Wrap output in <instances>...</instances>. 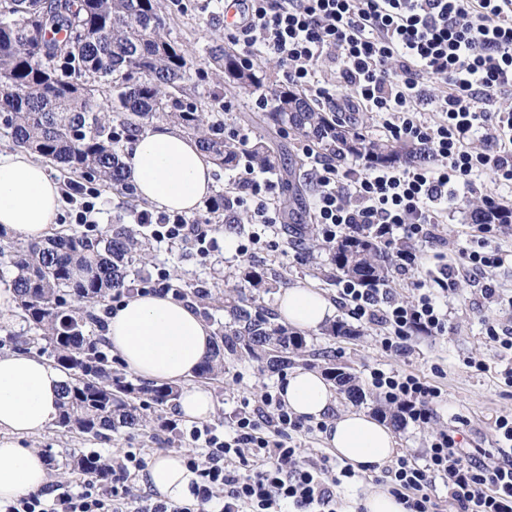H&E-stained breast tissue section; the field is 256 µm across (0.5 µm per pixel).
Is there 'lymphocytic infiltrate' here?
<instances>
[{"instance_id": "f902f5d3", "label": "lymphocytic infiltrate", "mask_w": 512, "mask_h": 512, "mask_svg": "<svg viewBox=\"0 0 512 512\" xmlns=\"http://www.w3.org/2000/svg\"><path fill=\"white\" fill-rule=\"evenodd\" d=\"M234 2L240 7L234 40L242 60L273 56L288 85L319 101L332 94L318 72L324 63L336 64L338 85L377 120L386 138L429 148L427 164L363 162L344 169L320 160L314 222L325 244L367 236L392 248L395 270L424 269L409 302L388 299L376 284L340 282L339 303L357 322L384 327V349L401 348L416 330L444 334L448 312L438 299L454 294L458 272L484 276L512 267V252L495 244V224L478 225L470 246L458 248L455 258L440 250L448 203L459 191L481 192L489 211L512 213V200L497 191L512 186V0ZM238 187L234 203L251 223L277 222L273 181H258L248 162ZM137 221L151 226L159 240L211 242L210 225L179 214L143 213ZM485 335L508 355L493 366L482 360L471 366L495 371L511 387L512 327L492 320ZM369 381L403 421L420 425L434 418L442 391L425 378L375 368ZM304 428L270 393L253 411L240 413L230 433L193 428L207 463H188L199 476L191 505L127 485L130 471L146 466L140 453L128 450L112 460L111 492L88 480L80 491L49 499L31 493L0 512H338L336 489L355 472L302 461L290 439ZM493 432L494 448H466L458 430L437 428L423 461L406 452L386 468L390 493L406 512H438L434 490L441 483L457 512H512V413L497 416Z\"/></svg>"}]
</instances>
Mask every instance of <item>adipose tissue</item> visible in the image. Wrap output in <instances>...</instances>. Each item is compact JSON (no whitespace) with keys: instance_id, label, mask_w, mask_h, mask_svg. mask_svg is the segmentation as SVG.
Returning <instances> with one entry per match:
<instances>
[{"instance_id":"adipose-tissue-1","label":"adipose tissue","mask_w":512,"mask_h":512,"mask_svg":"<svg viewBox=\"0 0 512 512\" xmlns=\"http://www.w3.org/2000/svg\"><path fill=\"white\" fill-rule=\"evenodd\" d=\"M120 162L137 196L164 212L192 215L213 189L214 165L197 140L166 124L137 136ZM61 205L60 185L44 163L22 151L0 150L1 227L29 241L44 240L58 226ZM276 311L291 327L316 330L335 308L315 289L293 286L277 294ZM104 337L134 375L181 386L183 417L201 420L213 413L210 392L188 383L212 348V330L190 304L168 294L136 293L114 308ZM65 380L39 356L0 355V505L48 483L44 457L23 441L56 420ZM280 397L294 416L325 422V445L353 468H381L396 451L389 426L363 411L337 412L334 387L319 371L293 369ZM145 479L160 498L187 502L197 475L179 454L169 453L150 462Z\"/></svg>"}]
</instances>
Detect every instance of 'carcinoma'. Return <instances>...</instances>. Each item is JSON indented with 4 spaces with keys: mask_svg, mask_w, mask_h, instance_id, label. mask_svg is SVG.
Returning <instances> with one entry per match:
<instances>
[{
    "mask_svg": "<svg viewBox=\"0 0 512 512\" xmlns=\"http://www.w3.org/2000/svg\"><path fill=\"white\" fill-rule=\"evenodd\" d=\"M84 36L73 39V30ZM217 84L229 80L243 89L260 83L254 64L233 50H211ZM185 51L168 40L159 0H0V116L13 143L105 188L124 185L113 137L123 131L132 140L154 119L179 126L196 139L215 164L231 167L240 157L237 141L224 127L207 124L203 113L176 95L189 69ZM115 89V114L100 111L96 87ZM269 117L324 149L369 163H395L427 156L389 139L363 138L321 112L298 93L273 89ZM120 120L119 128L112 118ZM259 169L274 166L260 142L251 146ZM475 221L512 224V215L469 203ZM145 243L134 228L114 224L104 238L58 233L45 242L22 246L0 242V260L14 268L8 287L15 292L23 318L41 331L54 362L69 380L62 390L55 425L67 432L105 437L119 428L137 429L146 410L178 397L168 384H135L112 367L102 338L89 334L96 317L88 307L131 290L127 265L142 256ZM330 263L354 280L386 281L389 254L372 241L346 240L333 248ZM230 320L219 327L211 354L196 371L200 378L224 369V354L267 358L271 368L288 365L305 351V337L290 333L256 297L228 293ZM347 396L364 400L347 373L336 375ZM94 450L69 455L64 468L99 482L109 468L99 466Z\"/></svg>",
    "mask_w": 512,
    "mask_h": 512,
    "instance_id": "carcinoma-1",
    "label": "carcinoma"
}]
</instances>
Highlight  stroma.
Instances as JSON below:
<instances>
[{
  "mask_svg": "<svg viewBox=\"0 0 512 512\" xmlns=\"http://www.w3.org/2000/svg\"><path fill=\"white\" fill-rule=\"evenodd\" d=\"M162 12L169 40L192 58L191 69L181 83V98L195 103L209 121L223 124L225 132L239 130L253 139L265 138L276 161L269 176L279 187L281 216L277 225L266 229L245 221L234 223L229 212L214 213L200 208L195 214L196 220L217 227V247L207 256L200 255L193 241L167 245L153 239L150 227H141L148 259L130 264V279L139 283L163 268L168 271L170 285L174 288L204 286L220 295L236 287L249 296L253 289L244 275L249 265L255 264L289 285L314 288L329 299H336L340 277L332 272L329 251L318 246L305 250L308 236L304 231L287 234L282 230L292 212L303 226L312 221L316 193L314 162L302 153L303 139L292 132H279L277 126L267 120L265 111L254 108L253 101L258 95L270 93V83L248 90L234 84L221 89L215 86L210 49L217 44L230 49L235 46L224 25V0H162ZM148 210V205L140 203L137 195L129 191L103 188L95 200L93 223H75L66 205L61 208L58 222L63 229L97 236L114 224H136L138 215ZM255 233L260 234L261 240L254 253L238 257V245L247 243ZM482 285V279L459 276L457 289L448 300L447 334L415 333L399 352L381 347L383 331L380 327L359 323L349 318L344 308H337L334 319L345 323L351 330L350 335H332L325 326L315 332H305L307 353L296 358L294 364L325 375L338 369L352 373L357 385L364 389L366 399L358 403L350 400L346 393H339L340 409L357 407L390 423L398 451L422 457L433 429L446 425L460 430L465 447H493L492 423L496 416L512 413V388L505 386L495 372L482 373L467 365L471 358L489 363L497 358L496 348L485 337L483 320L489 312L482 304ZM375 367L414 373L438 385L444 398L436 406V416L431 423L417 426L393 421L395 406L369 387V372ZM286 375V370H270L264 362L246 355L225 357L219 381L205 379L201 382L202 387L211 392L215 405L214 413L205 421L206 426L224 430L235 413L253 410L264 392L277 391ZM163 416L176 421L175 431L163 430L151 422L135 431L122 428L112 432L109 438L94 439L51 426L29 439L28 444L43 456L54 458L55 463L50 468L51 485L74 489L84 478L64 472L62 463L69 454L88 448L105 457L137 448L149 460L171 451L204 458V448L189 438L191 422L182 419L176 403H169Z\"/></svg>",
  "mask_w": 512,
  "mask_h": 512,
  "instance_id": "35a3bbf8",
  "label": "stroma"
}]
</instances>
